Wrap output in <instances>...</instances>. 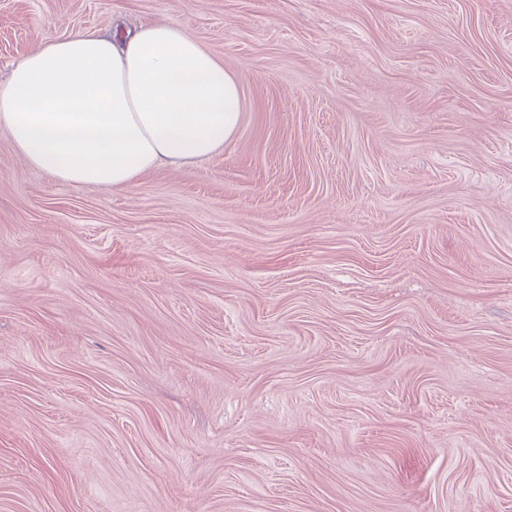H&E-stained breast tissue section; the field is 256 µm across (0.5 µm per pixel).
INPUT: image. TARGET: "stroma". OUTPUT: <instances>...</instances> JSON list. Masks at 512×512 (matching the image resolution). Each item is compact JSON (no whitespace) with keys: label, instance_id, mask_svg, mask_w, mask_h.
Instances as JSON below:
<instances>
[{"label":"stroma","instance_id":"obj_1","mask_svg":"<svg viewBox=\"0 0 512 512\" xmlns=\"http://www.w3.org/2000/svg\"><path fill=\"white\" fill-rule=\"evenodd\" d=\"M181 27L224 151L127 190L0 129V512H512V0H0Z\"/></svg>","mask_w":512,"mask_h":512}]
</instances>
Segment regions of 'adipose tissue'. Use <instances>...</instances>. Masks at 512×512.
<instances>
[{"label": "adipose tissue", "mask_w": 512, "mask_h": 512, "mask_svg": "<svg viewBox=\"0 0 512 512\" xmlns=\"http://www.w3.org/2000/svg\"><path fill=\"white\" fill-rule=\"evenodd\" d=\"M236 78L171 24L39 42L0 82V126L28 164L73 186L132 187L223 153Z\"/></svg>", "instance_id": "obj_1"}]
</instances>
